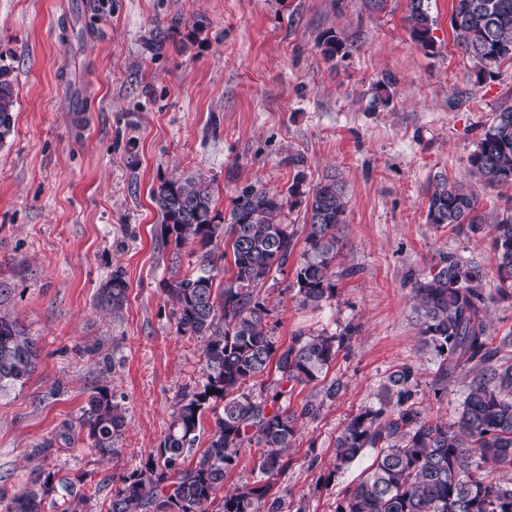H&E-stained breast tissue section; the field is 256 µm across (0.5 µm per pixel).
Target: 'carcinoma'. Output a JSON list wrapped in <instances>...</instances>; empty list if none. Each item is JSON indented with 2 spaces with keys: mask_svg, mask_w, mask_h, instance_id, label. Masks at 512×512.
<instances>
[{
  "mask_svg": "<svg viewBox=\"0 0 512 512\" xmlns=\"http://www.w3.org/2000/svg\"><path fill=\"white\" fill-rule=\"evenodd\" d=\"M406 21L412 41L434 50L435 20L426 0H409ZM451 24L459 45L474 61L477 77L512 59V0H453ZM16 100L8 74L0 70V143L11 133ZM470 174L489 188L512 187V108L495 113L469 157ZM302 179L288 196L255 185L241 188L227 218L215 212L213 191L204 178L173 176L152 190L162 217L163 244H172L171 278L164 291L173 306L177 331L203 339L201 386L180 393L172 406L168 432L144 466L120 478L108 512H280L271 479L288 468L299 421L318 417L336 400L341 383L332 380L300 410L268 407L249 390L250 382L275 364L282 385H309L326 377L346 341L358 332L349 326L339 336L297 333L284 349L267 326L268 311L254 291L274 272L284 271L297 244L296 231L283 223L285 198L301 195ZM349 200L342 181L330 175L306 201L302 260L294 271L297 296L319 305L334 292L336 258ZM432 224L463 233L483 229L484 215L470 181L436 180L428 198ZM491 261L502 294L512 290V215L490 225ZM229 237L232 277L220 294L213 291L217 264L213 254L221 236ZM202 249L194 264L181 268L184 247ZM483 270L453 254L440 257L412 288L421 335L444 360L450 377L474 364L461 410L452 420L430 419L417 401L418 368L399 364L383 385L380 407L351 416L336 436L334 468L339 471L367 450L376 451L371 471L336 503L334 512H512V364L499 358L489 335L487 302L480 289ZM122 270L112 272L96 294L97 307L116 317L128 300ZM11 287L0 282V393L24 386L37 366V347L25 327L6 308ZM222 402V408L211 403ZM211 410L206 448L191 456L203 414ZM90 449L102 458L118 452L126 412L103 392L91 393L78 421ZM65 423L32 450L47 458L74 441ZM258 451L263 485L224 487L227 470L242 449ZM508 469L494 479L488 464ZM60 497H55L57 490ZM91 498L57 472L42 469L11 496L0 492L4 512H86Z\"/></svg>",
  "mask_w": 512,
  "mask_h": 512,
  "instance_id": "cac0c4a2",
  "label": "carcinoma"
}]
</instances>
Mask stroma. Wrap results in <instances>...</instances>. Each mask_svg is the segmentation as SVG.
<instances>
[{"label": "stroma", "instance_id": "obj_1", "mask_svg": "<svg viewBox=\"0 0 512 512\" xmlns=\"http://www.w3.org/2000/svg\"><path fill=\"white\" fill-rule=\"evenodd\" d=\"M428 6L431 52L410 38L408 0H0V68L16 97L0 145V280L39 347L27 383L0 396V488L56 468L92 490L87 512H107L120 476L159 447L178 394L202 384L203 342L177 332L163 291L172 264L151 190L174 174L203 175L223 216L249 184L284 195L298 178L305 194L336 174L346 186L333 297L299 301L297 250L257 295L282 348L299 332L358 328L328 373L340 394L301 420L273 482L281 512H333L355 486L374 454L334 470L336 435L379 406L399 363L419 367L429 418L455 417L471 376L439 382L444 361L422 340L412 285L443 254L471 260L486 272L495 337L512 333L489 233L427 218L437 177L469 179L484 128L512 108V59L479 78L452 0ZM160 31L162 48L148 50ZM330 35L344 44L331 59ZM116 269L129 296L114 317L95 295ZM97 389L127 410L118 453L100 458L79 439L33 456Z\"/></svg>", "mask_w": 512, "mask_h": 512}]
</instances>
